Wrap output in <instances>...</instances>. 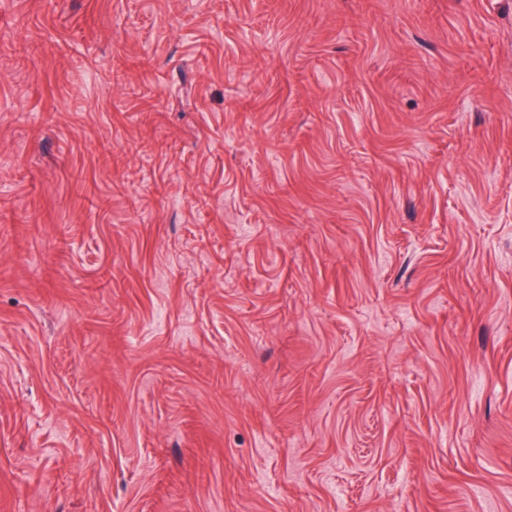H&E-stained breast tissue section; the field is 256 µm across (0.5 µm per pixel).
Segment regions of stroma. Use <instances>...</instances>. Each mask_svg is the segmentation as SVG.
Here are the masks:
<instances>
[{
	"label": "stroma",
	"instance_id": "35a3bbf8",
	"mask_svg": "<svg viewBox=\"0 0 512 512\" xmlns=\"http://www.w3.org/2000/svg\"><path fill=\"white\" fill-rule=\"evenodd\" d=\"M0 512H512V0H0Z\"/></svg>",
	"mask_w": 512,
	"mask_h": 512
}]
</instances>
